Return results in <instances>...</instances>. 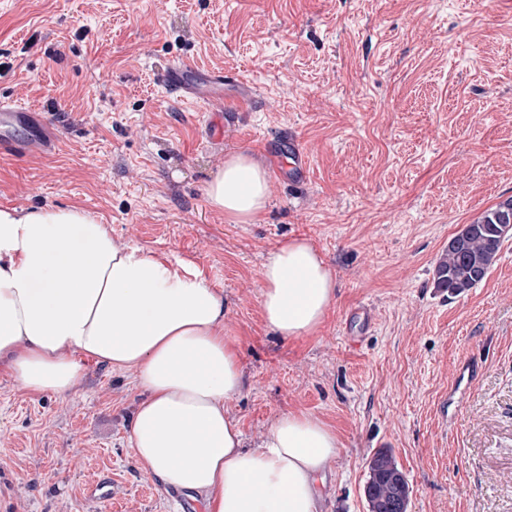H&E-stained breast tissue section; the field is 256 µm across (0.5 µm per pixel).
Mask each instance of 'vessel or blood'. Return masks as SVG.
<instances>
[{
  "label": "vessel or blood",
  "mask_w": 512,
  "mask_h": 512,
  "mask_svg": "<svg viewBox=\"0 0 512 512\" xmlns=\"http://www.w3.org/2000/svg\"><path fill=\"white\" fill-rule=\"evenodd\" d=\"M164 86L183 91L199 99H208L217 86L223 85L220 75H206L198 67L181 61L166 68L161 76ZM58 139L36 108L0 99V153L35 152L49 155L56 151Z\"/></svg>",
  "instance_id": "obj_1"
}]
</instances>
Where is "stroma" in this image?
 <instances>
[{"label":"stroma","mask_w":512,"mask_h":512,"mask_svg":"<svg viewBox=\"0 0 512 512\" xmlns=\"http://www.w3.org/2000/svg\"><path fill=\"white\" fill-rule=\"evenodd\" d=\"M177 58L223 93H167ZM1 96L44 112L60 147L0 155V210L78 207L222 291L243 368L224 410L247 447L284 412L342 444L321 512H368L381 450L408 512H512V239L467 293L434 284L449 239L512 197V0H0ZM290 137L301 180L273 158ZM238 153L268 175L247 224L206 196ZM292 238L337 292L315 333L284 339L260 270ZM469 361L480 373L440 414ZM84 366L65 398L0 373V512H179L130 446L134 371Z\"/></svg>","instance_id":"stroma-1"}]
</instances>
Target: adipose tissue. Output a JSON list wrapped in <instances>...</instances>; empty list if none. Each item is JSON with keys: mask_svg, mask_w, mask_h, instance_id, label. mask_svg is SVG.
<instances>
[{"mask_svg": "<svg viewBox=\"0 0 512 512\" xmlns=\"http://www.w3.org/2000/svg\"><path fill=\"white\" fill-rule=\"evenodd\" d=\"M207 199L231 223H248L266 207L267 175L233 155ZM260 275L273 331L293 338L319 328L336 280L311 244L277 245ZM85 357L134 371L143 391L130 426L138 464L203 512H319L317 477L341 443L321 421L288 412L244 448L224 412L242 373L221 291L117 243L79 209L0 210V368L30 397H66Z\"/></svg>", "mask_w": 512, "mask_h": 512, "instance_id": "adipose-tissue-1", "label": "adipose tissue"}]
</instances>
